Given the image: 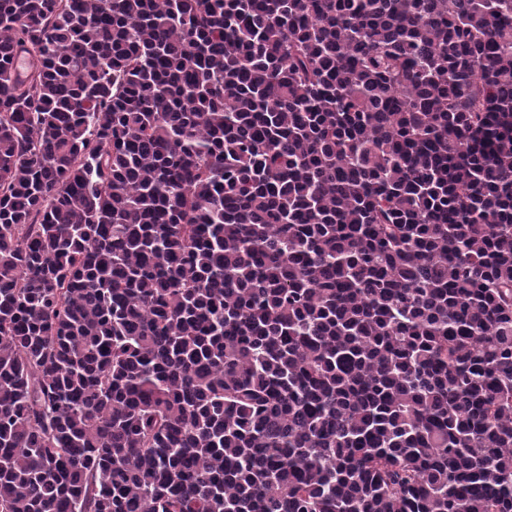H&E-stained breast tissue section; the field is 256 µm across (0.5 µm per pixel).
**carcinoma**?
<instances>
[{
	"mask_svg": "<svg viewBox=\"0 0 512 512\" xmlns=\"http://www.w3.org/2000/svg\"><path fill=\"white\" fill-rule=\"evenodd\" d=\"M0 512H512V0H0Z\"/></svg>",
	"mask_w": 512,
	"mask_h": 512,
	"instance_id": "cac0c4a2",
	"label": "carcinoma"
}]
</instances>
